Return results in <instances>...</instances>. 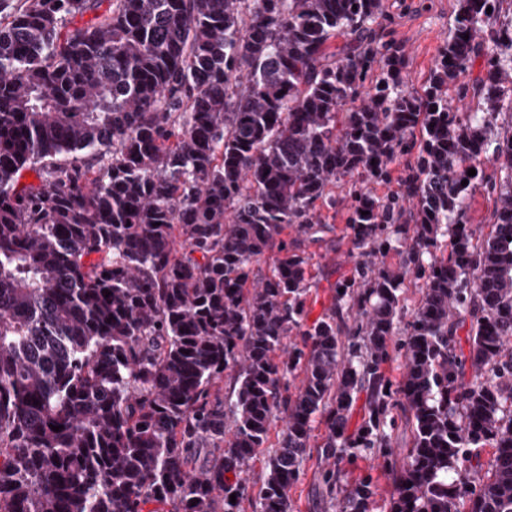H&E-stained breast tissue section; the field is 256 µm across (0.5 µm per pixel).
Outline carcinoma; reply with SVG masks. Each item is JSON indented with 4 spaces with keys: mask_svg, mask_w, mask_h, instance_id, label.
Returning a JSON list of instances; mask_svg holds the SVG:
<instances>
[{
    "mask_svg": "<svg viewBox=\"0 0 512 512\" xmlns=\"http://www.w3.org/2000/svg\"><path fill=\"white\" fill-rule=\"evenodd\" d=\"M12 2L0 512H293L312 452L330 493L343 465L392 456L398 408L389 512H512V0H457L418 90L385 0ZM411 154L402 191L374 192ZM477 188L486 233L465 213ZM341 202L358 257L309 324L311 257L288 231L321 240L319 205ZM268 446L251 496L241 474ZM376 494L369 469L339 512Z\"/></svg>",
    "mask_w": 512,
    "mask_h": 512,
    "instance_id": "1",
    "label": "carcinoma"
}]
</instances>
